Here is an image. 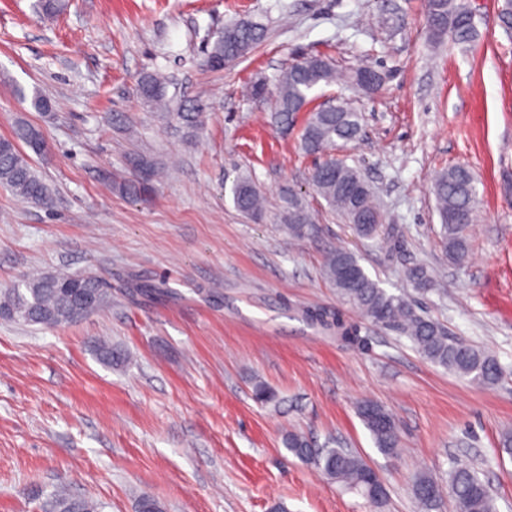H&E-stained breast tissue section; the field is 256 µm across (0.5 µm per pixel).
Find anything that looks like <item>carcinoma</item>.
I'll return each mask as SVG.
<instances>
[{
  "label": "carcinoma",
  "instance_id": "1",
  "mask_svg": "<svg viewBox=\"0 0 512 512\" xmlns=\"http://www.w3.org/2000/svg\"><path fill=\"white\" fill-rule=\"evenodd\" d=\"M428 38L434 45L450 43L465 50L474 48L480 32L470 0H427ZM266 38L265 27L252 21H240L224 27L205 53L210 68H220L245 57ZM375 70L363 66L350 72L351 83L366 91L376 90L381 81L368 79ZM336 79L331 64L320 56H308L283 71L277 81L274 123L287 127L296 114L309 103V95L322 83ZM140 98L151 105L168 107L165 82L152 72L141 75L138 83ZM200 105H186L174 113L188 130L202 125ZM362 130V116L344 104H330L311 114L301 135L302 150L320 156L339 141H354ZM38 154L44 148L42 133L25 122L18 123L13 135L0 138V183L22 200L35 204L50 202L46 183L34 170L22 147ZM134 174L113 182L119 193L136 200H146L154 192L157 176L155 164L146 158L132 162ZM316 191L330 207L340 212L356 234L373 238L382 232V224H363L360 218L380 214L370 185L352 167L327 158L311 174ZM230 193L235 207L253 219L264 214L263 198L251 177L239 173L231 181ZM434 194L441 218L442 236L448 259L461 263L469 252V227L474 222L477 201L476 181L469 169L456 166L441 173L434 183ZM281 219L291 238H306L317 232L314 217L307 206L292 193L284 197ZM323 277L334 287L339 297L361 312L370 322L407 337L414 349L430 363L474 384L491 389L499 384L503 368L498 361L448 336V331L435 320L417 312L414 304L403 295L388 292L380 282L370 277L358 257L344 249L334 248L325 256ZM407 277L415 290H432L435 279L425 265L408 268ZM70 288H85L94 296L80 303L73 302ZM106 303V291L97 277L84 275L75 279L68 272L56 271L27 279L21 286L0 291V317L28 315V324L57 328L96 311ZM303 314L313 323L334 326L344 337H351L343 328L339 315L326 310L306 309ZM100 358L109 365L123 364L128 355L119 346L100 342ZM253 397L262 405L275 404L278 395L261 381L253 385ZM362 423L369 431L376 448L386 454L395 453L399 440L392 416L377 403L363 402L357 407ZM286 450L307 463L319 457V469L328 478L348 490L365 497L372 507L385 505L387 493L378 488L380 481L373 468L356 452L326 444L315 447L304 435L288 433L283 439ZM412 494L420 512H438L445 496L453 498L456 512H497L496 499L477 471L467 463L456 464L448 475V483L420 474L412 484ZM45 507L50 512H103L102 504L71 496L63 489L47 495Z\"/></svg>",
  "mask_w": 512,
  "mask_h": 512
}]
</instances>
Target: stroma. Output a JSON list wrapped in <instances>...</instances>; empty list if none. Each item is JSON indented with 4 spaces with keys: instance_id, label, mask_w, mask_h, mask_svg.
<instances>
[{
    "instance_id": "obj_1",
    "label": "stroma",
    "mask_w": 512,
    "mask_h": 512,
    "mask_svg": "<svg viewBox=\"0 0 512 512\" xmlns=\"http://www.w3.org/2000/svg\"><path fill=\"white\" fill-rule=\"evenodd\" d=\"M473 4L481 37L465 52L429 42L426 0H65L52 15L38 0H0V137L20 121L42 131L33 163L52 191L39 206L0 185V289L64 269L112 296L55 329L0 318V512H34L58 485L105 512H137L143 495L165 512H372L290 454V431L358 452L383 481L386 512H418L415 477L447 480L463 457L512 512V37L498 23L502 0ZM242 20L262 24L265 41L204 67L208 43ZM306 55L342 75L311 107L342 100L362 115L359 138L333 155L373 188L382 236L358 237L316 192L317 159L300 149L307 113L272 122L279 74ZM364 65L381 74L376 94L344 79ZM146 71L179 98L202 95L198 130L140 102ZM35 96L50 111L35 110ZM136 156L160 171L147 203L107 183L129 176ZM453 166L478 188L460 265L440 241L433 193ZM239 173L263 194V219L235 209ZM288 189L316 237H289ZM337 246L452 338L494 355L500 383L484 389L431 364L344 304L321 275ZM416 263L436 279L422 297L406 277ZM307 308L339 313L355 339L310 326ZM102 338L130 363L100 361ZM257 380L278 404L254 400ZM365 400L393 415L396 454L381 453L357 416Z\"/></svg>"
}]
</instances>
